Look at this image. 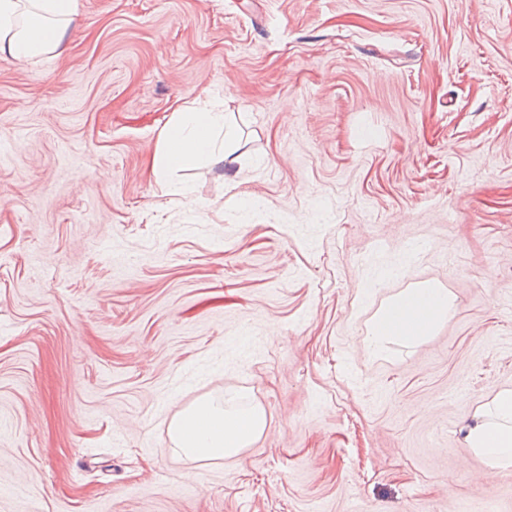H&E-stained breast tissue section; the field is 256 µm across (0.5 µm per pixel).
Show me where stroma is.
<instances>
[{
  "label": "stroma",
  "mask_w": 512,
  "mask_h": 512,
  "mask_svg": "<svg viewBox=\"0 0 512 512\" xmlns=\"http://www.w3.org/2000/svg\"><path fill=\"white\" fill-rule=\"evenodd\" d=\"M0 59V512H512L466 428L512 390V0H79ZM223 109L239 169L147 165ZM236 181V199L225 192ZM456 297L372 357L389 298ZM261 404L241 457L168 424ZM227 403V405H226ZM260 405L224 407L201 399L181 411L170 422L168 434L175 455L190 461L238 458L268 428Z\"/></svg>",
  "instance_id": "stroma-1"
}]
</instances>
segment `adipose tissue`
<instances>
[{
    "mask_svg": "<svg viewBox=\"0 0 512 512\" xmlns=\"http://www.w3.org/2000/svg\"><path fill=\"white\" fill-rule=\"evenodd\" d=\"M76 15L77 0H0V58L61 54ZM234 142L235 133L223 112L182 106L158 135L151 172L160 178L195 160L225 162L233 157ZM455 308L451 294L430 283L401 291L375 313L365 338L368 353L380 356L392 343L410 346L427 338ZM267 427L262 406H220L202 399L173 417L168 434L178 457L214 461L241 456ZM465 444L484 458L489 474L512 467L511 390L497 394L491 406L476 416L467 428Z\"/></svg>",
    "mask_w": 512,
    "mask_h": 512,
    "instance_id": "1",
    "label": "adipose tissue"
}]
</instances>
